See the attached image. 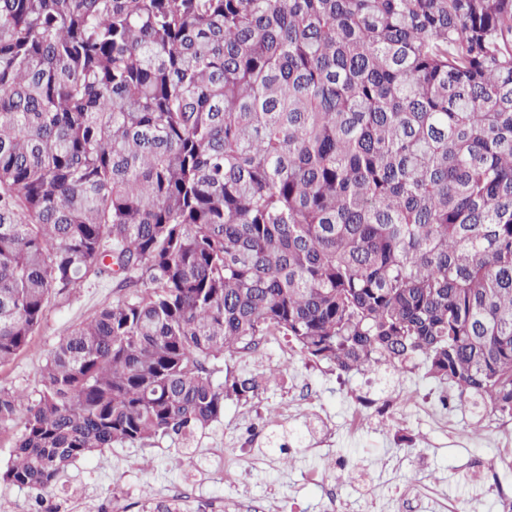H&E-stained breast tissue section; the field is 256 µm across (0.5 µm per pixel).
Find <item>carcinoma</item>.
<instances>
[{"mask_svg": "<svg viewBox=\"0 0 512 512\" xmlns=\"http://www.w3.org/2000/svg\"><path fill=\"white\" fill-rule=\"evenodd\" d=\"M0 484L197 433L284 336L512 421V0H0V365L90 278Z\"/></svg>", "mask_w": 512, "mask_h": 512, "instance_id": "1", "label": "carcinoma"}]
</instances>
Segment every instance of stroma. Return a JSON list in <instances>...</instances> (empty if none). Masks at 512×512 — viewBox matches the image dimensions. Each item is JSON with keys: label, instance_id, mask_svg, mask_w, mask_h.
Instances as JSON below:
<instances>
[{"label": "stroma", "instance_id": "obj_1", "mask_svg": "<svg viewBox=\"0 0 512 512\" xmlns=\"http://www.w3.org/2000/svg\"><path fill=\"white\" fill-rule=\"evenodd\" d=\"M118 297L111 282L90 280L58 296L47 309L28 348L0 366V386L36 395L49 351L91 311ZM223 365L242 375L280 370L249 402L225 400L219 422L193 441L196 456L179 457L171 439L151 449L126 444L69 466L60 494H79L86 512L108 504L111 512H145L165 490H186V508L196 499L220 500L224 512L244 503L267 512H503L512 502V468L500 463L502 435L512 422L474 415L442 404L441 386L423 369L397 374H342L309 360L281 336L260 351L225 355ZM412 393L410 404L399 400ZM273 430L288 432L285 448L266 446ZM354 478H347V471Z\"/></svg>", "mask_w": 512, "mask_h": 512}]
</instances>
